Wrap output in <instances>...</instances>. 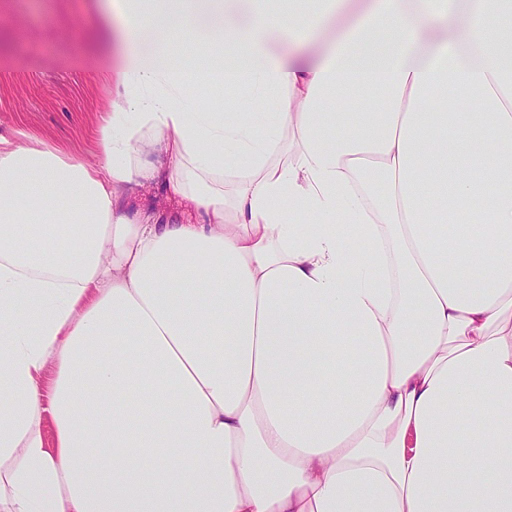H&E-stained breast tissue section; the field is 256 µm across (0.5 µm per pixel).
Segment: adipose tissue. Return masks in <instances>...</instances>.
Returning a JSON list of instances; mask_svg holds the SVG:
<instances>
[{"label": "adipose tissue", "mask_w": 512, "mask_h": 512, "mask_svg": "<svg viewBox=\"0 0 512 512\" xmlns=\"http://www.w3.org/2000/svg\"><path fill=\"white\" fill-rule=\"evenodd\" d=\"M249 2L110 0L96 162L0 135V512H512V0ZM353 4L355 5L354 9L349 14L330 21L328 31L322 36L307 41L297 49L289 46L288 43H278L274 47L275 50L283 56L300 64H307L316 61L323 51L327 37L331 33L336 32V28L346 27L358 21L360 17L358 5H360V2L354 1ZM171 52L177 58L187 57L193 66V80L199 70L208 65L213 50L208 45H198L190 41H176L171 44ZM165 178L159 176L153 181H145L142 185L121 197L122 207L130 214L135 215L139 211H152L161 216L173 213L174 204L165 192Z\"/></svg>", "instance_id": "1"}]
</instances>
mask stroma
Returning <instances> with one entry per match:
<instances>
[{
	"label": "stroma",
	"mask_w": 512,
	"mask_h": 512,
	"mask_svg": "<svg viewBox=\"0 0 512 512\" xmlns=\"http://www.w3.org/2000/svg\"><path fill=\"white\" fill-rule=\"evenodd\" d=\"M101 0H0V135L22 130L86 161L112 96L98 38ZM129 214L173 213L163 178L121 199Z\"/></svg>",
	"instance_id": "stroma-1"
}]
</instances>
